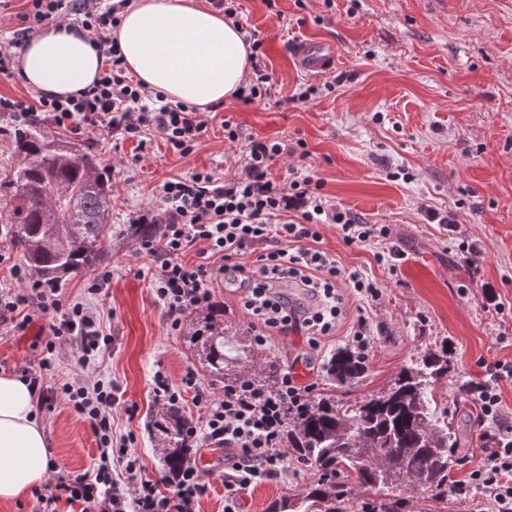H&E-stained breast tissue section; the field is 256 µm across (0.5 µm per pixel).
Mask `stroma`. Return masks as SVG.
Here are the masks:
<instances>
[{"label": "stroma", "mask_w": 512, "mask_h": 512, "mask_svg": "<svg viewBox=\"0 0 512 512\" xmlns=\"http://www.w3.org/2000/svg\"><path fill=\"white\" fill-rule=\"evenodd\" d=\"M238 20L263 42V61L272 77L271 98L246 104L220 103L207 135L185 158L153 137L139 165L130 159L136 141L118 144L88 138L112 175V214L106 226L105 259L71 278L63 296L112 311L102 325L106 343L95 366L81 370L71 353H60L43 383L88 374L111 382L118 404L112 430L140 458L146 474L162 472L157 444L149 430L155 405L154 378L164 374L182 390L180 406L190 419L199 410L182 378L192 372L207 382L185 331L171 330L155 293L158 265L140 253L127 234L129 224L155 215L157 187L192 169L231 175L240 168L242 145L224 140L220 120L232 118L246 138L304 140L309 157H282L271 174L285 178L300 164L324 181L336 203L363 220L390 225L404 252L396 266L380 262L379 246L345 244L325 227L320 246L335 254L342 268L382 284V297L366 307L375 338L368 372L357 384L335 388L340 400H362L392 381L411 355L452 342L451 360L463 378L485 381L496 362L512 363V0H240ZM299 38L335 44L338 59L322 77L295 64L291 43ZM319 86L316 98L293 101L304 84ZM456 211L459 234L480 240L485 251L468 265L443 225L430 223L426 209ZM108 274L101 292L88 294L94 275ZM238 281L216 286L214 303L226 327L250 333ZM24 332L0 333V372L37 368L42 348L36 333L44 324L32 312ZM343 335L328 339L320 356L306 363L308 339L298 333L273 337L266 348L281 367L292 369L314 391L331 387L326 366ZM436 393L448 399L459 431L464 465L452 478L467 481L480 455L488 427L477 405L461 400L453 379H442ZM51 458L74 473L91 471L99 455L89 422L63 400L40 411ZM193 458L208 470L209 487L197 512H224V451L197 445ZM309 471L290 466L287 474L252 483L240 497L239 512H268L270 505L297 493Z\"/></svg>", "instance_id": "stroma-1"}]
</instances>
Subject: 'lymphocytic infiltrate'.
I'll use <instances>...</instances> for the list:
<instances>
[{
	"label": "lymphocytic infiltrate",
	"mask_w": 512,
	"mask_h": 512,
	"mask_svg": "<svg viewBox=\"0 0 512 512\" xmlns=\"http://www.w3.org/2000/svg\"><path fill=\"white\" fill-rule=\"evenodd\" d=\"M128 0H26L20 26L8 47L0 50V73H14L15 58L27 41L49 23H68L84 29L104 56V67L92 86L79 96L51 97L31 92L25 99L0 97V108L51 118L58 126L80 133L92 128L122 140L142 139L148 131L160 133L169 149L180 156L194 152L209 120L196 107L168 101L165 94L147 88L126 71L112 31ZM251 50V71L237 98L244 103L269 98L271 76L263 67V42L246 34ZM224 139L243 144L241 171L218 177L211 171H192L164 181L158 187L165 234L160 245L142 244L141 253L157 257L156 294L163 301L171 330H180L187 317L210 307L213 286L226 276L239 280L258 343L272 336L307 329L312 350L335 336L347 314L346 296L363 302L381 296L377 281L339 266L335 255L319 246L321 227L334 225L349 245L386 243L383 261L395 263L403 252L391 245V228L369 224L339 207L322 191L323 182L308 167H292L286 181L271 178L269 170L283 154L305 149L304 141L285 147L277 140L244 141L240 126L224 119ZM199 247L202 262L187 264L182 255ZM253 254L252 264L239 258ZM19 292L0 293V326L25 330L28 319H17L19 307L32 306L48 322L52 336L37 369L25 371L30 387L44 404L55 400L42 386V373L54 361L57 342H65L88 367L101 347L100 312L78 301L63 299L57 290L29 281L23 266H15ZM295 284L311 296L309 307H293L282 289ZM491 378L478 389L475 402L483 420L493 426L491 443L469 475L491 512H512V421L501 411L498 382L512 378V363L498 362ZM185 386L195 391L201 410L193 434L208 446L224 451V512H237L239 494L262 477H276L288 468L283 438L295 411L304 407L308 387L292 371H284L275 391L248 386L225 388L214 396L186 376ZM61 394L70 408L88 420L99 438V458L92 472L75 474L51 464V483L35 490L37 512H56L59 501L81 504V512H195L207 491L205 473L189 460L168 491L159 478L146 475L138 456L126 446H115L112 419L116 398L111 384L96 380L64 383Z\"/></svg>",
	"instance_id": "1"
}]
</instances>
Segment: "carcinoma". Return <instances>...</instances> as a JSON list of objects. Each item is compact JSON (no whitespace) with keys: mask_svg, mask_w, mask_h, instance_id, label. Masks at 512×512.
Masks as SVG:
<instances>
[{"mask_svg":"<svg viewBox=\"0 0 512 512\" xmlns=\"http://www.w3.org/2000/svg\"><path fill=\"white\" fill-rule=\"evenodd\" d=\"M8 135L16 162L0 175V230L19 248L32 278L58 289L107 255L110 171L88 145L50 134L36 115L12 119ZM132 230L136 239L158 244L164 224H134ZM198 326L192 341L213 381L275 389L281 368L274 356L258 360L252 346L240 342L229 357L224 354L229 329L212 314ZM450 350L445 341L423 352L388 387L361 401L341 405L325 392L310 398L292 416L286 440L313 480L300 493L274 502L269 512H348L358 487L377 492L361 502L359 512H404L406 499L397 491L407 486L430 493L433 501L446 500L452 466L461 460L460 442L434 385L454 371ZM366 369L365 361L341 349L330 364V377L355 384ZM151 427L162 469L177 475L195 443L188 435L191 423L168 402L157 404Z\"/></svg>","mask_w":512,"mask_h":512,"instance_id":"1","label":"carcinoma"}]
</instances>
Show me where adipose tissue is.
I'll return each instance as SVG.
<instances>
[{"label": "adipose tissue", "mask_w": 512, "mask_h": 512, "mask_svg": "<svg viewBox=\"0 0 512 512\" xmlns=\"http://www.w3.org/2000/svg\"><path fill=\"white\" fill-rule=\"evenodd\" d=\"M112 35L136 80L201 109L232 97L250 67L240 28L197 0H133ZM102 67L84 31L53 24L28 41L18 62L27 86L63 97L92 84ZM48 460L32 389L0 374V500H21L42 485Z\"/></svg>", "instance_id": "ef3b65f1"}]
</instances>
